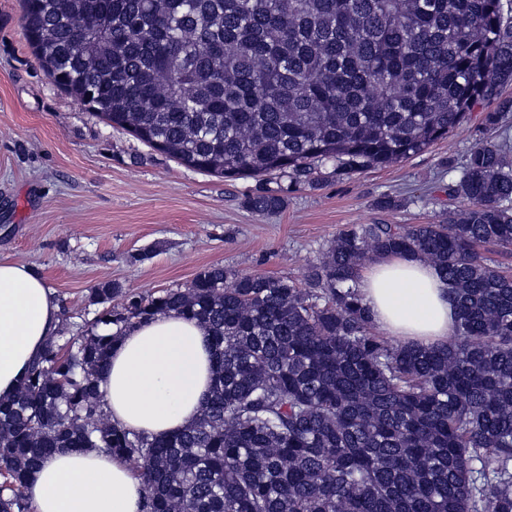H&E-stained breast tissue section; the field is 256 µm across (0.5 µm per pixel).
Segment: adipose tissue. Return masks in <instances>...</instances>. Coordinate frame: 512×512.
Masks as SVG:
<instances>
[{
  "label": "adipose tissue",
  "mask_w": 512,
  "mask_h": 512,
  "mask_svg": "<svg viewBox=\"0 0 512 512\" xmlns=\"http://www.w3.org/2000/svg\"><path fill=\"white\" fill-rule=\"evenodd\" d=\"M358 288L383 335L428 347L455 333L448 283L420 258H375ZM59 323V305L44 278L28 265L0 261V398L14 393ZM213 370L203 327L175 312L156 315L115 345L102 379L106 412L133 434L179 433L198 418ZM25 493L34 512H142L146 491L121 456L60 448L30 476Z\"/></svg>",
  "instance_id": "1"
}]
</instances>
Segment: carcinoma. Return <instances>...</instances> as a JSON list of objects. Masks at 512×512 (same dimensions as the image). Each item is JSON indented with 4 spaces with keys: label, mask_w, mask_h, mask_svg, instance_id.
<instances>
[{
    "label": "carcinoma",
    "mask_w": 512,
    "mask_h": 512,
    "mask_svg": "<svg viewBox=\"0 0 512 512\" xmlns=\"http://www.w3.org/2000/svg\"><path fill=\"white\" fill-rule=\"evenodd\" d=\"M52 83L180 165L224 177L313 165L359 172L419 153L478 105L512 99L504 0H21ZM86 12L97 26L78 31ZM445 224H352L306 287L219 265L184 290L58 329L0 400V512H33L27 477L56 448H104L146 489L143 512H512V143L470 148ZM259 213L284 199H246ZM417 255L457 303L448 343L374 332L357 288L375 256ZM121 292L91 290L89 304ZM204 327L215 363L198 419L165 439L106 415L117 338L157 313Z\"/></svg>",
    "instance_id": "cac0c4a2"
}]
</instances>
